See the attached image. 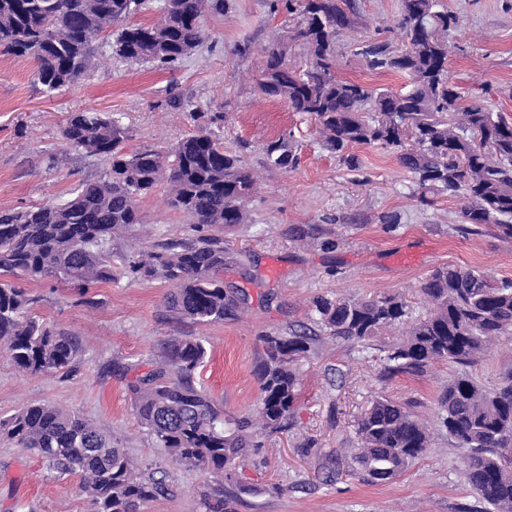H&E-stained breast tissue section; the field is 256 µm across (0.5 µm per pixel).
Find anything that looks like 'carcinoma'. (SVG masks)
<instances>
[{
	"label": "carcinoma",
	"mask_w": 512,
	"mask_h": 512,
	"mask_svg": "<svg viewBox=\"0 0 512 512\" xmlns=\"http://www.w3.org/2000/svg\"><path fill=\"white\" fill-rule=\"evenodd\" d=\"M229 0H163L149 25L129 18L145 0H0V54L35 61V82L45 93L70 85L88 68L103 34L111 56L129 63L174 64L205 39V15H222ZM348 0H271V11L298 15L293 38L305 49L301 72L286 61L288 46L265 50L255 66V92L283 101L317 125L322 146L341 154L353 145L379 147L412 174L414 193L464 201V233L489 227L512 238V121L481 97H465L448 75V36L459 24L441 0H402V47L364 41L357 54L377 75L404 74V92L341 77L335 39L351 19ZM66 145L102 158L105 176L84 183L59 204L0 210V276L80 285L160 279L173 285L167 303L195 324L221 323L248 304L224 287L233 254L220 232L248 221L244 202L257 177L209 132L182 138L168 150H125L127 129L103 112H73L63 130ZM299 145L284 132L264 148L263 167L291 171ZM171 204L187 214L196 235L156 250L115 256L112 241L144 223L140 202L162 183ZM428 314L391 346L385 373L423 376L446 361L459 368L439 400L448 437L465 451L467 482L492 508L512 512V376L489 391L466 368L490 342L512 332V280L497 282L478 269H436L423 286ZM33 299L0 282V342L11 363L30 374L68 371L80 346L30 313ZM330 335L366 341L396 328L406 315L395 296L320 299L314 304ZM266 358L257 368L256 412L224 426V411L196 384L207 357L200 338L168 345L155 367L132 376L127 390L140 424L176 466L199 469L240 488L238 467L267 430L287 426L298 398L294 365L312 351L304 333L264 336ZM355 456L364 476L383 485L400 476L430 445L427 427L407 407L377 397L358 424ZM0 437L44 459L55 478L78 474L94 512H138L171 494L162 479L144 475L123 448L87 421L44 403L0 418Z\"/></svg>",
	"instance_id": "obj_1"
}]
</instances>
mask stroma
Wrapping results in <instances>:
<instances>
[{
    "label": "stroma",
    "instance_id": "obj_1",
    "mask_svg": "<svg viewBox=\"0 0 512 512\" xmlns=\"http://www.w3.org/2000/svg\"><path fill=\"white\" fill-rule=\"evenodd\" d=\"M230 2L224 15L204 17L203 44L165 70L127 64L102 47L77 82L49 94L34 83L33 60L0 56V209L58 204L82 182L103 177V160L63 141L67 116L85 110L117 114L130 151L163 149L209 126L261 178L246 203L250 223L224 234L237 257L224 270V285L249 295L238 316L210 325L180 318L166 304L171 284L160 280H122L86 294L65 283L25 282L34 313L78 338L82 351L71 371L34 375L16 369L0 348V417L48 403L88 420L169 485L170 495L140 512H205L208 498L223 499V512H483L464 477V452L439 424L438 398L454 366L441 361L424 376L383 377L396 335L363 342L330 336L313 302L396 295L411 324L430 309L421 287L438 266L512 278V238L462 234L461 200L420 202L411 174L376 147L350 148L358 168L349 170L321 147L308 116L260 98L250 74L263 49L284 42L289 60H304L291 39L296 21L271 13L270 0ZM350 2L353 22L336 36L338 74L403 89L406 76L373 75L357 53L374 36L400 45L401 0ZM443 3L459 18L450 36L451 81L462 95H481L512 118V0ZM284 131L302 148L300 166L264 170L265 144ZM141 210L143 224L114 240L113 251L151 250L191 233L190 217L171 206L167 189L143 199ZM86 295L95 305L83 304ZM294 331L313 339L310 356L296 366V408L288 428L263 434L241 465L240 491L221 495L219 477L171 464L135 415L124 366L150 369L171 341L204 338L208 355L196 380L234 420L258 405L263 336ZM469 373L489 390L511 376L512 335L495 339ZM378 396L409 405L430 433L426 452L384 485L364 480L355 461L357 422ZM79 484L78 475L56 479L40 457L0 441V512H91Z\"/></svg>",
    "mask_w": 512,
    "mask_h": 512
}]
</instances>
